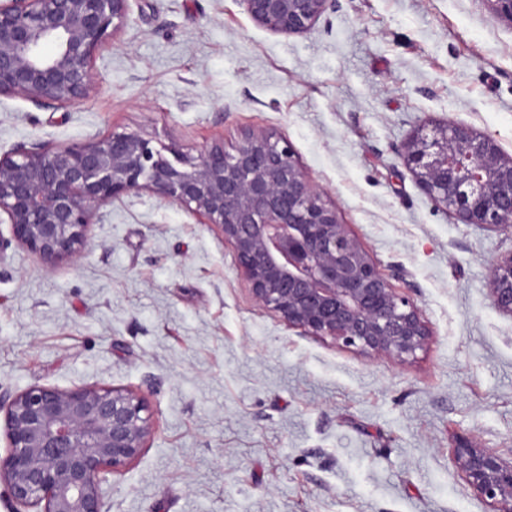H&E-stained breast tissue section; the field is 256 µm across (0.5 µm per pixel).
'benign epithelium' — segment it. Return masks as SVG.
I'll return each instance as SVG.
<instances>
[{
    "label": "benign epithelium",
    "mask_w": 512,
    "mask_h": 512,
    "mask_svg": "<svg viewBox=\"0 0 512 512\" xmlns=\"http://www.w3.org/2000/svg\"><path fill=\"white\" fill-rule=\"evenodd\" d=\"M260 27L311 28L335 0H241ZM129 0H0V95L66 107L96 84L93 59L127 20ZM168 159L126 133L56 151L0 155V215L11 243L46 262L75 260L103 206L149 191L218 227L255 303L308 336L379 359L405 361L430 336L413 301L397 294L304 173L288 139L252 131ZM403 160L425 194L465 224L512 230V156L456 121L422 124ZM493 307L512 315V254L492 264ZM142 398L116 387L32 385L0 398L5 484L23 512H103L102 485L140 456L153 432ZM451 460L489 512H512V458L468 440Z\"/></svg>",
    "instance_id": "7a95c632"
}]
</instances>
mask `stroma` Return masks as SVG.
<instances>
[{
    "instance_id": "stroma-1",
    "label": "stroma",
    "mask_w": 512,
    "mask_h": 512,
    "mask_svg": "<svg viewBox=\"0 0 512 512\" xmlns=\"http://www.w3.org/2000/svg\"><path fill=\"white\" fill-rule=\"evenodd\" d=\"M93 67L72 106L0 96V155L276 132L430 338L398 362L305 335L254 302L217 228L141 191L100 208L77 260L0 258V396L144 398L153 434L104 483L106 512H488L451 449L512 455V315L489 293L512 232L436 206L403 153L455 120L512 155V23L489 0H336L284 35L241 0H130Z\"/></svg>"
}]
</instances>
